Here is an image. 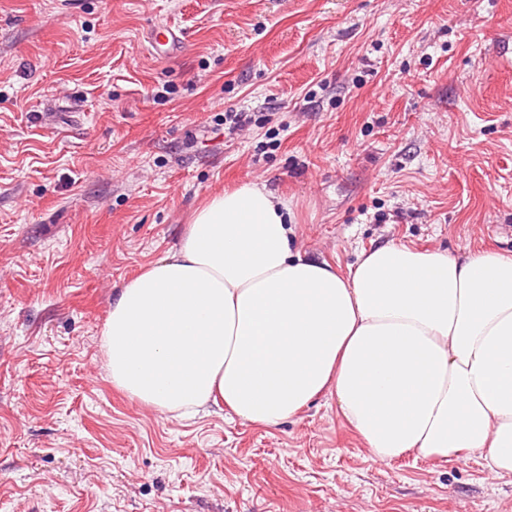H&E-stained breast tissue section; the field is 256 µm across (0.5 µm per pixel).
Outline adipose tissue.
Here are the masks:
<instances>
[{
    "label": "adipose tissue",
    "instance_id": "1",
    "mask_svg": "<svg viewBox=\"0 0 512 512\" xmlns=\"http://www.w3.org/2000/svg\"><path fill=\"white\" fill-rule=\"evenodd\" d=\"M288 213L253 181L212 194L117 289L113 385L175 419L220 406L266 428L329 394L376 461L478 455L512 476V253L387 242L342 273L292 249Z\"/></svg>",
    "mask_w": 512,
    "mask_h": 512
}]
</instances>
